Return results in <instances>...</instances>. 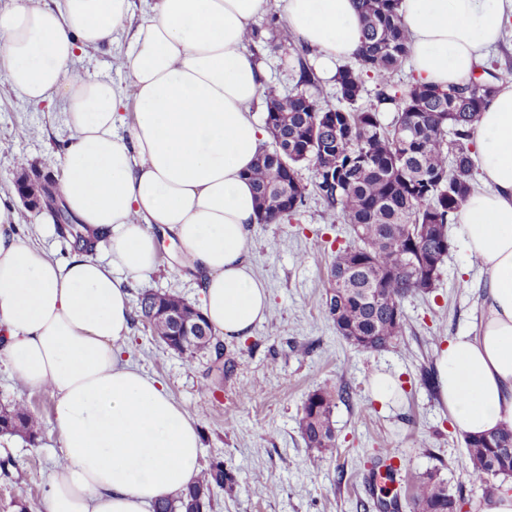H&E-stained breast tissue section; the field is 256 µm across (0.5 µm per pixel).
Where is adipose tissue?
<instances>
[{"mask_svg":"<svg viewBox=\"0 0 512 512\" xmlns=\"http://www.w3.org/2000/svg\"><path fill=\"white\" fill-rule=\"evenodd\" d=\"M122 58L125 85L75 76L88 49L114 42L130 0H12L0 50L23 102L60 97L70 143L59 186L68 209L108 232L107 256L66 263L11 232L0 194V355L55 397L61 462L47 512H150L199 477L201 442L185 408L123 350L130 281L152 271L171 233L203 270L200 309L215 334L251 335L268 292L250 255L257 222L247 172L262 130L252 108L264 72L245 35L266 0H143ZM287 29L324 64L360 44L355 0H282ZM421 82L467 79L512 22V0H400ZM481 189L456 214L485 274L481 313L437 351L440 400L462 438L512 429V75L476 131Z\"/></svg>","mask_w":512,"mask_h":512,"instance_id":"ef3b65f1","label":"adipose tissue"}]
</instances>
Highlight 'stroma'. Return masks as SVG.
Returning <instances> with one entry per match:
<instances>
[{
  "label": "stroma",
  "mask_w": 512,
  "mask_h": 512,
  "mask_svg": "<svg viewBox=\"0 0 512 512\" xmlns=\"http://www.w3.org/2000/svg\"><path fill=\"white\" fill-rule=\"evenodd\" d=\"M281 0H267L252 24L258 40L248 51L265 71V85L279 93L294 85L287 51L270 45L271 16L281 15ZM126 43L89 51L78 64L90 81L124 83L121 57ZM9 62L0 52V193L13 192L14 161L23 159L61 179L69 130L59 102H21L8 81ZM26 129L18 137L17 129ZM18 235L65 262L74 252L45 217L18 212ZM432 292L403 302L405 331L400 342L379 351L354 348L321 313L331 252L351 243L342 219L327 211L316 195L291 219L253 227L251 262L270 294L268 322L257 324L241 340L223 339L230 374L219 372L211 354L187 360L156 342L143 325H132L127 348L134 364L158 379L197 426L202 460L223 458L236 477L233 492L218 494L212 512H378L382 491L373 477L376 458L391 448L405 471L434 472L459 495L462 512H475L484 496L482 485L466 475L467 451L448 413L436 381L435 335L450 339L469 328L479 314L485 280L469 258L457 230ZM156 268L130 284L131 298L141 291L202 299V274L186 263L172 234L159 236ZM278 330L269 333V322ZM392 375L398 397L377 403L369 379ZM341 384L348 401L333 413L336 458L310 467L312 454L300 433L301 406L313 390ZM25 399L44 425L38 444L0 440V460L11 458L9 475L0 474V512H47V477L56 467L60 445L53 421L54 397L15 379L0 357V402ZM276 494H269V487Z\"/></svg>",
  "instance_id": "1"
}]
</instances>
